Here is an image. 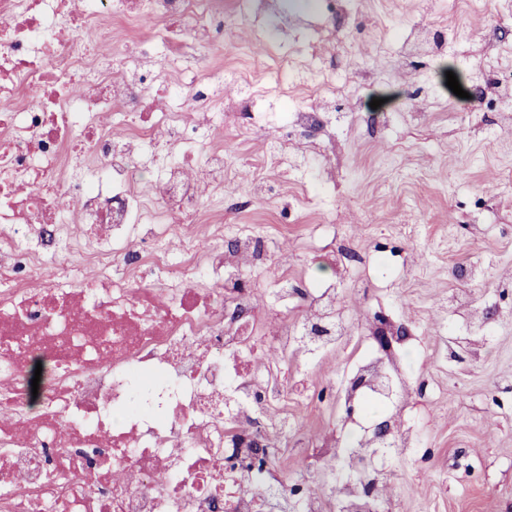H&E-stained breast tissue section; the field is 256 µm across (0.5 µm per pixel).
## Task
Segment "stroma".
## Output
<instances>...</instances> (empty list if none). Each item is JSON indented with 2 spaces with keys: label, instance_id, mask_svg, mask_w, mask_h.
I'll use <instances>...</instances> for the list:
<instances>
[{
  "label": "stroma",
  "instance_id": "1",
  "mask_svg": "<svg viewBox=\"0 0 512 512\" xmlns=\"http://www.w3.org/2000/svg\"><path fill=\"white\" fill-rule=\"evenodd\" d=\"M357 26L332 11L297 14L278 7L258 34L224 10L208 68L184 73L235 93L224 74L249 72L271 119L284 94L336 100L339 136L324 165L306 139L288 145V162L265 174L255 207L224 212L225 240L252 226L271 258L287 257L289 275L335 284L351 334L302 372L288 374V407L302 436L338 418L306 406L323 386H344L363 341L366 314L384 311L410 329L407 411L396 430L417 434L414 450L385 456L389 512H512V133L498 134L512 98V0H359ZM462 28L445 55L405 62L412 25ZM485 30L482 39L474 29ZM454 72L467 98L446 84ZM367 80H360V73ZM381 99L371 109L372 99ZM237 160L227 196L247 192L249 161L272 150L263 132L223 134ZM66 250L55 271L90 282L101 265L76 205L63 210ZM484 314L483 329L465 321Z\"/></svg>",
  "mask_w": 512,
  "mask_h": 512
}]
</instances>
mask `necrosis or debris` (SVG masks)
I'll return each instance as SVG.
<instances>
[{
	"mask_svg": "<svg viewBox=\"0 0 512 512\" xmlns=\"http://www.w3.org/2000/svg\"><path fill=\"white\" fill-rule=\"evenodd\" d=\"M0 0V512H380L364 475L383 464L370 427L356 423L344 458L347 478L312 494L309 481L263 479L256 446L288 450L292 429L285 378L312 355L335 347L350 318L336 309L334 285L280 277L266 299L253 272L269 255L249 230L224 244L209 203L224 191V124L255 119L247 75L242 96L213 98L208 83L152 61L147 50L92 58L80 33L116 15L180 19L173 58L203 53L224 0ZM162 96L166 110L145 106ZM189 98L202 120L171 105ZM111 112L126 128H99ZM319 106L289 97L273 130L284 141L319 127ZM206 150V178L181 157ZM151 151L161 175L144 195L134 176ZM99 234L111 268L84 284L48 271L47 227L67 198ZM204 222L205 250L183 246L178 263L158 241L180 225ZM300 308L295 325L270 323L275 306ZM270 331L283 360H262L256 338ZM55 366L32 413L22 377L33 356ZM360 389L348 402L382 401L400 386V361L362 353Z\"/></svg>",
	"mask_w": 512,
	"mask_h": 512,
	"instance_id": "4bbe7bcc",
	"label": "necrosis or debris"
}]
</instances>
